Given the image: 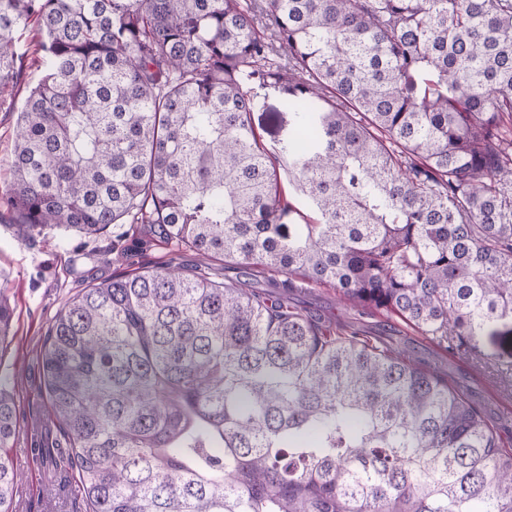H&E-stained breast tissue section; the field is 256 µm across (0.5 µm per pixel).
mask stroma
I'll return each instance as SVG.
<instances>
[{"label": "stroma", "instance_id": "stroma-1", "mask_svg": "<svg viewBox=\"0 0 512 512\" xmlns=\"http://www.w3.org/2000/svg\"><path fill=\"white\" fill-rule=\"evenodd\" d=\"M257 96L261 109L253 113L252 122L260 141L270 148L287 138L288 118L280 114L281 102L275 92L261 90ZM173 258L184 268L204 264L211 276L224 275L222 257L204 261L187 247L172 252L155 224L135 225L122 240L110 228L93 238L47 229L22 241L0 211V283L5 286L1 293L14 309L10 334L0 341V377L9 382L17 403V433L9 450L19 466L15 512L86 510L82 495L59 500L50 485L46 462L27 451L30 440L42 445L63 435L52 420L41 362L46 332L55 314L82 288L118 274L157 268ZM293 296L305 302L312 313L345 329H363L381 336L391 347L408 349L424 360L434 358L429 342L404 336L399 324L382 317L358 316L333 287L304 285L294 289ZM510 364L512 349L499 347L486 337L478 355L448 357L447 379L454 386H470L476 400L488 410L512 412V373L502 371Z\"/></svg>", "mask_w": 512, "mask_h": 512}]
</instances>
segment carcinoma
Masks as SVG:
<instances>
[{
  "mask_svg": "<svg viewBox=\"0 0 512 512\" xmlns=\"http://www.w3.org/2000/svg\"><path fill=\"white\" fill-rule=\"evenodd\" d=\"M32 24L0 189L20 239L159 224L286 275L171 261L63 304L42 366L66 447L38 453L89 512H512V450L465 394L288 301L328 284L461 355L512 335V0H0V107ZM257 89L288 112L272 151ZM12 319L0 291V342ZM16 431L0 380V512ZM252 122L260 141L268 148L275 146L279 140L288 137V114L283 113L275 119L273 112H262V108L253 112Z\"/></svg>",
  "mask_w": 512,
  "mask_h": 512,
  "instance_id": "cac0c4a2",
  "label": "carcinoma"
}]
</instances>
